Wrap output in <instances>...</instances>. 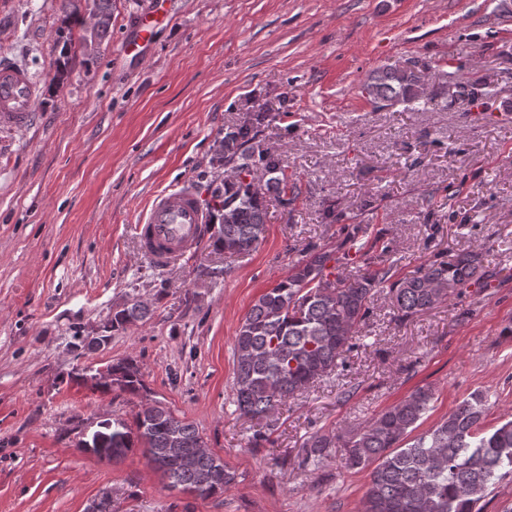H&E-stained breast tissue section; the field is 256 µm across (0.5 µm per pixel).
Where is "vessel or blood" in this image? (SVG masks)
<instances>
[{
  "label": "vessel or blood",
  "mask_w": 512,
  "mask_h": 512,
  "mask_svg": "<svg viewBox=\"0 0 512 512\" xmlns=\"http://www.w3.org/2000/svg\"><path fill=\"white\" fill-rule=\"evenodd\" d=\"M168 0H155L151 10L137 21L134 36L124 53L138 52L148 45L164 14ZM36 88L25 69L0 53V127L21 128L34 119ZM209 219L194 189L186 184L156 192L144 210L136 234L140 246L157 265L184 258L202 241Z\"/></svg>",
  "instance_id": "1"
}]
</instances>
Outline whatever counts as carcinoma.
I'll return each mask as SVG.
<instances>
[{"label":"carcinoma","instance_id":"carcinoma-1","mask_svg":"<svg viewBox=\"0 0 512 512\" xmlns=\"http://www.w3.org/2000/svg\"><path fill=\"white\" fill-rule=\"evenodd\" d=\"M95 25L85 27L81 9ZM63 23L83 27L81 37L88 60L97 57L112 25V0H60ZM429 64L417 59L402 67L373 71L360 90L383 110L407 102L424 110L444 108L457 101L486 111L492 93L486 84L463 81L458 71H441L426 83ZM262 115L257 114L224 133L223 161L251 180L226 181L215 188L213 210H229L233 221L222 223L215 247L232 257L255 250L264 238L268 211L266 194L274 192L286 204L298 197L280 159L256 142ZM344 238L338 257L317 245L288 275L261 294L235 336L234 402L252 420L268 418L281 405L308 392L346 364L359 347V326L372 313L378 288H389L395 320L408 321L448 300L481 277L479 255L466 252L422 265L411 276L391 280L383 257L367 261L364 272L347 276L326 272L334 260L346 265L349 251L368 256L377 241L367 238L368 226L341 227ZM148 305L133 300L112 314L111 330L119 331L146 319ZM118 387L131 394L145 389L131 358L112 364ZM432 389L419 387L360 427L342 447L347 470L373 467L364 495L363 512H479L476 505L496 484L512 477V419L485 426L487 397L473 393L435 428L410 438L430 410ZM118 440L88 452L111 460L140 445L148 461L168 480L201 498L224 492L234 473L222 458L199 445L202 437L186 416L176 415L162 402L137 413L135 428L112 430ZM333 439L315 433L302 448L298 466L316 469Z\"/></svg>","mask_w":512,"mask_h":512}]
</instances>
